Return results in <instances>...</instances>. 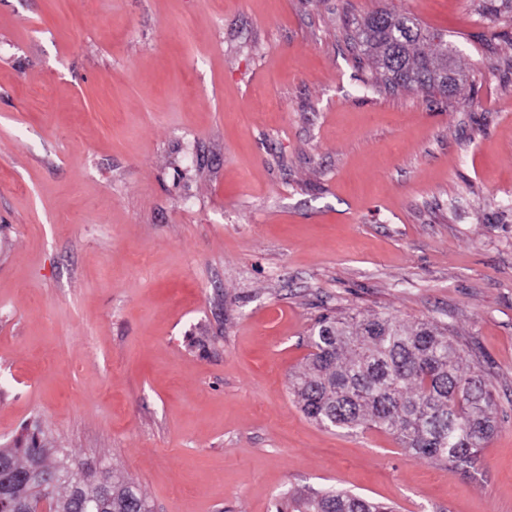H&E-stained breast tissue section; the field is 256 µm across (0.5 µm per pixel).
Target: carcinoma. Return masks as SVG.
Listing matches in <instances>:
<instances>
[{
	"label": "carcinoma",
	"instance_id": "cac0c4a2",
	"mask_svg": "<svg viewBox=\"0 0 512 512\" xmlns=\"http://www.w3.org/2000/svg\"><path fill=\"white\" fill-rule=\"evenodd\" d=\"M353 40L381 71L385 83L435 91L448 72L459 81L448 45L431 51L434 35L407 14L378 10L357 23ZM313 352L288 378L313 421L351 432L377 429L405 453L471 465L497 428L494 398L482 375L462 368L446 331L420 322L406 326L388 316H322L309 336ZM62 448L32 442L0 448V485L9 502L28 507L35 492L26 469L57 475L45 497L55 512H150L132 482L114 474L111 492L96 499L93 483L75 482L79 464L61 467ZM277 512H393V507L336 489L286 497Z\"/></svg>",
	"mask_w": 512,
	"mask_h": 512
}]
</instances>
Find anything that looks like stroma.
<instances>
[{"label":"stroma","instance_id":"stroma-1","mask_svg":"<svg viewBox=\"0 0 512 512\" xmlns=\"http://www.w3.org/2000/svg\"><path fill=\"white\" fill-rule=\"evenodd\" d=\"M379 9L455 96L354 58ZM353 313L447 328L495 399L473 466L306 417ZM33 433L151 512H512V0H0V446ZM276 512H393V507L336 489L285 497Z\"/></svg>","mask_w":512,"mask_h":512}]
</instances>
